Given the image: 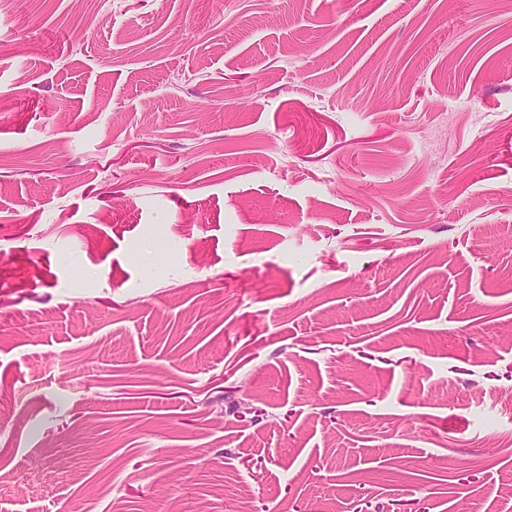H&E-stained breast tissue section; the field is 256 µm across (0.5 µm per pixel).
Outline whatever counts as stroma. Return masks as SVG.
Returning <instances> with one entry per match:
<instances>
[{"label":"stroma","instance_id":"stroma-1","mask_svg":"<svg viewBox=\"0 0 512 512\" xmlns=\"http://www.w3.org/2000/svg\"><path fill=\"white\" fill-rule=\"evenodd\" d=\"M512 0H0V512H512Z\"/></svg>","mask_w":512,"mask_h":512}]
</instances>
